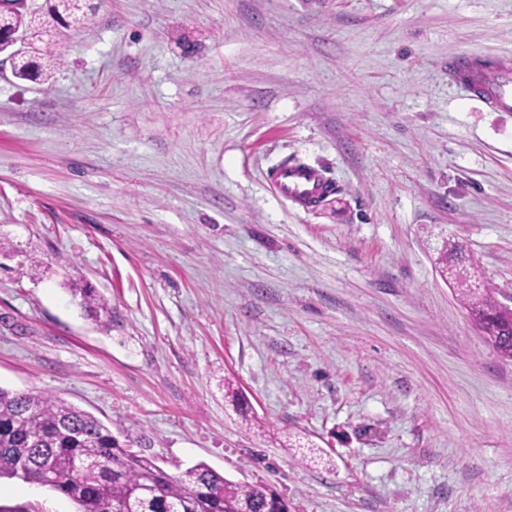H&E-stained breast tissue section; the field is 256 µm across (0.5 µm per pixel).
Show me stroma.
<instances>
[{"label":"stroma","mask_w":512,"mask_h":512,"mask_svg":"<svg viewBox=\"0 0 512 512\" xmlns=\"http://www.w3.org/2000/svg\"><path fill=\"white\" fill-rule=\"evenodd\" d=\"M65 46L46 83L0 65V387L291 512H512V361L434 264L464 242L512 308V112L448 79L512 63V0H100ZM290 162L334 193L277 194ZM71 295L87 317L100 324L102 327L109 326L110 308L107 301L101 297L94 288H71Z\"/></svg>","instance_id":"stroma-1"}]
</instances>
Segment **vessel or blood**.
<instances>
[{
  "label": "vessel or blood",
  "mask_w": 512,
  "mask_h": 512,
  "mask_svg": "<svg viewBox=\"0 0 512 512\" xmlns=\"http://www.w3.org/2000/svg\"><path fill=\"white\" fill-rule=\"evenodd\" d=\"M448 76L467 99L479 101L493 112H512L511 66L499 64L484 70L470 54L462 53L449 61ZM270 179L280 194L302 206L332 190L321 173L301 164L279 165L272 170Z\"/></svg>",
  "instance_id": "obj_1"
}]
</instances>
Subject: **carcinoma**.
<instances>
[{
    "label": "carcinoma",
    "mask_w": 512,
    "mask_h": 512,
    "mask_svg": "<svg viewBox=\"0 0 512 512\" xmlns=\"http://www.w3.org/2000/svg\"><path fill=\"white\" fill-rule=\"evenodd\" d=\"M42 10L53 22L69 20L61 0H45ZM30 33L28 48L14 55L16 77L48 81L60 55L50 43L39 46L44 24L30 15L27 0H6L0 30ZM436 264L457 285V295L480 333L501 356L512 359V312L479 281L466 245L448 241ZM71 295L84 313L109 325L107 301L91 287ZM47 486L76 505L75 512H288V502L260 485L230 481L200 462L174 476L150 457L121 448L96 417L39 391L0 387V479Z\"/></svg>",
    "instance_id": "1"
}]
</instances>
